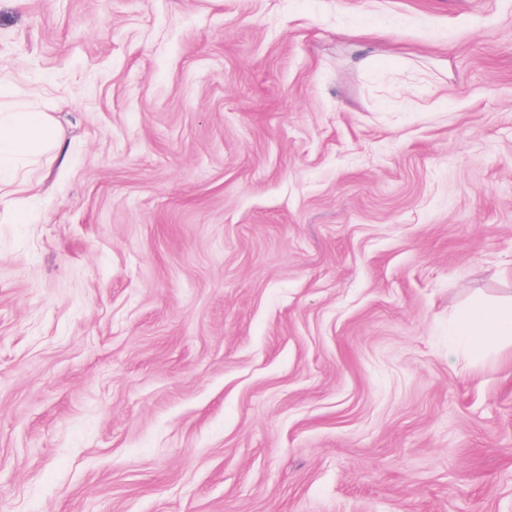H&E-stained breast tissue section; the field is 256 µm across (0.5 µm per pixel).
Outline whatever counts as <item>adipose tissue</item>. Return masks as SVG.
<instances>
[{
    "mask_svg": "<svg viewBox=\"0 0 512 512\" xmlns=\"http://www.w3.org/2000/svg\"><path fill=\"white\" fill-rule=\"evenodd\" d=\"M58 145V135L41 112L17 110L0 113V190L23 196L29 190L16 167L43 148ZM471 356L480 357L505 340H512V303H481L465 309L453 329Z\"/></svg>",
    "mask_w": 512,
    "mask_h": 512,
    "instance_id": "1",
    "label": "adipose tissue"
}]
</instances>
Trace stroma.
Wrapping results in <instances>:
<instances>
[{"label":"stroma","instance_id":"35a3bbf8","mask_svg":"<svg viewBox=\"0 0 512 512\" xmlns=\"http://www.w3.org/2000/svg\"><path fill=\"white\" fill-rule=\"evenodd\" d=\"M0 71V512H512V0H0ZM57 145L58 135L43 112H1L0 191L8 188L9 194L18 196L17 201L22 202L30 188L25 179L18 178L17 164L43 148H56ZM450 336L461 338L473 357H481L504 340H512V303H481L465 309Z\"/></svg>","mask_w":512,"mask_h":512}]
</instances>
